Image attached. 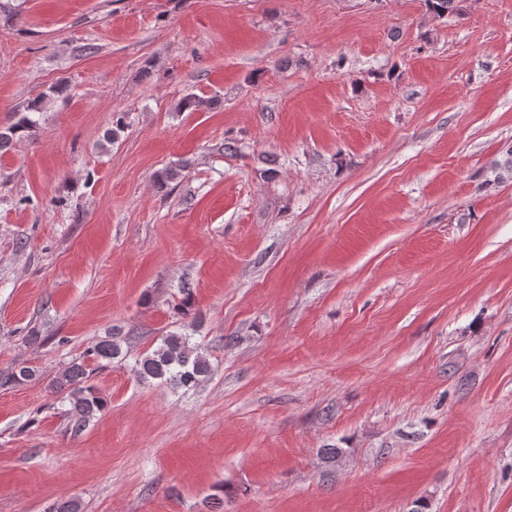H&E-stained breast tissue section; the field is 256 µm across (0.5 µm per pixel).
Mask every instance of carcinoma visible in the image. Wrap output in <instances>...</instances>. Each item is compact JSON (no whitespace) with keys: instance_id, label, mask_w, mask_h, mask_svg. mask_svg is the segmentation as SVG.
<instances>
[{"instance_id":"1","label":"carcinoma","mask_w":512,"mask_h":512,"mask_svg":"<svg viewBox=\"0 0 512 512\" xmlns=\"http://www.w3.org/2000/svg\"><path fill=\"white\" fill-rule=\"evenodd\" d=\"M429 8L438 16L460 13V0H427ZM38 108L30 105L15 112V121L0 131V150L10 146L13 139L21 136L37 124ZM129 350L122 347L114 336L91 343L84 352V359L74 361L63 369L54 380L56 391L65 395L72 417V430L79 432L92 418L103 413L106 400L89 385L93 369L85 364L90 359L99 368L122 363L129 357ZM135 371L142 381L157 380L173 387H192L200 378L211 372V364L205 350L191 342L186 334H171L163 338L152 352L135 359ZM37 370L25 363L0 375V385H15L35 378Z\"/></svg>"}]
</instances>
